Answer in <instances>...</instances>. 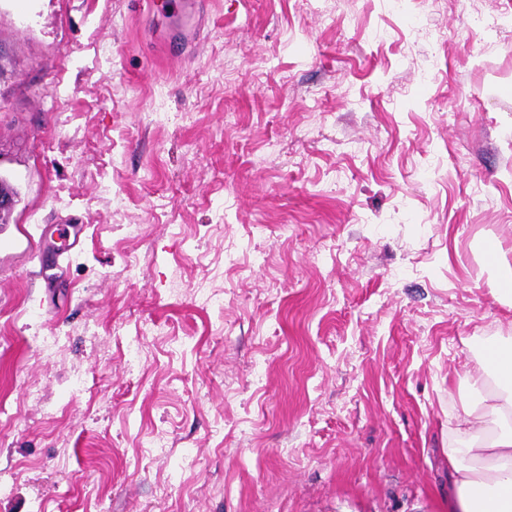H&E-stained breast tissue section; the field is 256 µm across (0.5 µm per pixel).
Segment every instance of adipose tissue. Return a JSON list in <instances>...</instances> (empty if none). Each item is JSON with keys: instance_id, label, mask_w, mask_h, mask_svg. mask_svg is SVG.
Here are the masks:
<instances>
[{"instance_id": "obj_1", "label": "adipose tissue", "mask_w": 512, "mask_h": 512, "mask_svg": "<svg viewBox=\"0 0 512 512\" xmlns=\"http://www.w3.org/2000/svg\"><path fill=\"white\" fill-rule=\"evenodd\" d=\"M482 406L457 418L448 462L456 474L449 512H512V343L472 375Z\"/></svg>"}]
</instances>
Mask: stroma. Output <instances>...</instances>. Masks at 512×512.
I'll return each instance as SVG.
<instances>
[{"instance_id": "1", "label": "stroma", "mask_w": 512, "mask_h": 512, "mask_svg": "<svg viewBox=\"0 0 512 512\" xmlns=\"http://www.w3.org/2000/svg\"><path fill=\"white\" fill-rule=\"evenodd\" d=\"M0 178V512H448L512 0H0Z\"/></svg>"}]
</instances>
